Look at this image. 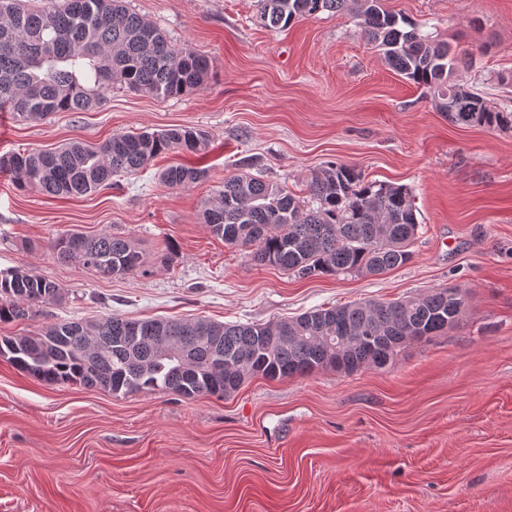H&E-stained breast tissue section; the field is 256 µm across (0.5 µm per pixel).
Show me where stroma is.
Returning <instances> with one entry per match:
<instances>
[{"instance_id":"stroma-1","label":"stroma","mask_w":512,"mask_h":512,"mask_svg":"<svg viewBox=\"0 0 512 512\" xmlns=\"http://www.w3.org/2000/svg\"><path fill=\"white\" fill-rule=\"evenodd\" d=\"M175 44L206 55L203 88L156 99L114 86L88 112L22 121L0 109V156L120 132L194 127L170 152L78 199L0 173V272L55 281L61 299L0 336L59 321L205 318L265 323L358 300L467 290L458 322L380 369L319 370L192 400L48 385L0 360V512H512V130L459 127L402 78L349 15L265 27L256 0H127ZM463 62L453 82L512 109V0H385ZM307 198L327 162L407 187L410 262L378 276L300 279L254 264L200 219L241 159ZM181 164L203 180L180 188ZM75 229L131 238L138 270L57 260ZM205 171L183 166H171L159 173L160 181L172 188L196 183L205 177Z\"/></svg>"}]
</instances>
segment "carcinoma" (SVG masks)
<instances>
[{
	"label": "carcinoma",
	"instance_id": "obj_1",
	"mask_svg": "<svg viewBox=\"0 0 512 512\" xmlns=\"http://www.w3.org/2000/svg\"><path fill=\"white\" fill-rule=\"evenodd\" d=\"M260 20L288 29L321 13H349L366 39L401 76L432 92L458 126L512 130V111L492 109L448 77L458 65L447 44L384 7V0H258ZM211 61L189 44L174 45L164 31L125 6V0H46L29 8L0 0V107L26 121L53 112H85L119 83L157 99L206 85ZM205 130L169 128L115 134L88 145L73 141L53 150L14 153L0 160L15 184L51 198L72 199L112 185L118 173L134 174L169 151L197 153ZM205 171L171 166L159 173L172 188L196 183ZM305 205L277 183L248 172L224 179L205 202L203 223L225 242L249 249L251 260L298 278L380 275L408 263L418 221L403 185L366 182L354 168L328 163L309 182ZM61 262H79L105 276L141 266L124 236H87L70 230L54 242ZM62 296L45 277L0 274V322L21 321ZM464 304L447 288L394 301L375 300L315 308L266 323L142 319L112 314L98 322L103 347L87 352L84 323L60 321L24 336H1L0 358L48 384L75 382L114 395L143 390L186 399L226 396L250 378L281 379L323 369L345 374L385 367L404 344L429 339L457 322ZM137 323L163 337L169 356L153 343L134 340ZM190 345L194 358L179 349Z\"/></svg>",
	"mask_w": 512,
	"mask_h": 512
}]
</instances>
